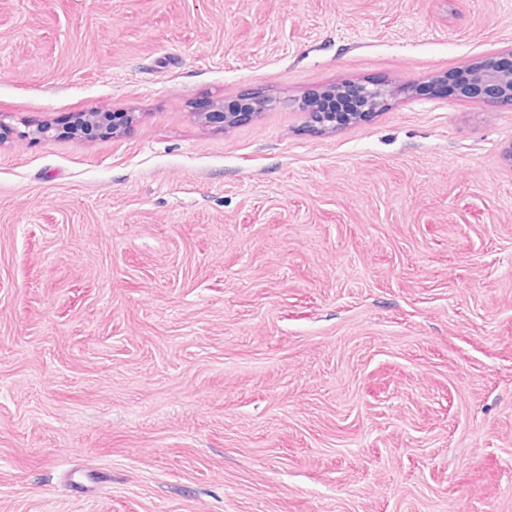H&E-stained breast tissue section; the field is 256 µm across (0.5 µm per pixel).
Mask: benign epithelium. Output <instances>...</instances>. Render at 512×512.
I'll return each mask as SVG.
<instances>
[{"label":"benign epithelium","instance_id":"7a95c632","mask_svg":"<svg viewBox=\"0 0 512 512\" xmlns=\"http://www.w3.org/2000/svg\"><path fill=\"white\" fill-rule=\"evenodd\" d=\"M451 82L459 92V96L467 99H488L499 106H512V49L501 53H490L480 61L455 72ZM422 85L416 81L409 86L399 89L385 84H374L370 87H360V101L364 111L323 112L320 99L304 98L299 103L301 111L308 114L310 121L322 130L334 131L349 126L369 116V112L377 111L385 102L401 92L413 93ZM263 104H257L251 95L244 96L240 102L251 106L248 112H226L224 103L217 102L215 109L224 112V127L237 125L248 116L273 106L274 101L262 98ZM133 112H87L81 117L82 124L92 129L100 124L112 123V132H117L134 122Z\"/></svg>","mask_w":512,"mask_h":512}]
</instances>
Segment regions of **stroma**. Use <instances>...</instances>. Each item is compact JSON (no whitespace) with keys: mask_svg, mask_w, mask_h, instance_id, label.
I'll list each match as a JSON object with an SVG mask.
<instances>
[{"mask_svg":"<svg viewBox=\"0 0 512 512\" xmlns=\"http://www.w3.org/2000/svg\"><path fill=\"white\" fill-rule=\"evenodd\" d=\"M510 47L512 0H0V512H512V108H298ZM424 81H416L409 86L399 89L395 86L385 84H372V87L360 85V101L362 107L367 111L373 112H360L358 98L352 90L346 94L336 96L345 90V86L332 85L328 87L318 98H304L299 103L301 111L306 112L310 121L318 126L321 130L336 131V129L349 126L357 121L366 118L372 113L376 112L385 105V102L399 93H413L421 86ZM333 95V97H326L323 102V111H321L320 100L323 96ZM354 112V113H346ZM254 97L255 96L247 95L242 96V98L240 99V102H242L243 104L251 106L249 112H223L224 102H217L214 107L217 111H222L220 113L224 115V127H233L240 123L242 120L246 119L248 116H251L252 114L256 113V111L271 108L274 104V101L272 99L259 96L262 98V101L264 103L263 106H260L259 104H257ZM112 118V133H115L130 124L136 118L134 112H86L81 117L85 129H93L97 125L110 123Z\"/></svg>","mask_w":512,"mask_h":512,"instance_id":"stroma-1","label":"stroma"}]
</instances>
